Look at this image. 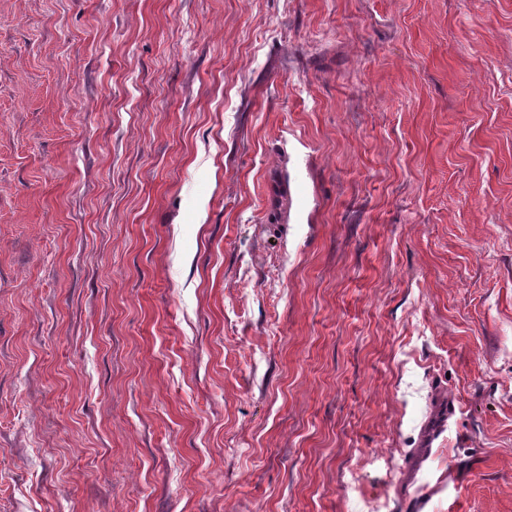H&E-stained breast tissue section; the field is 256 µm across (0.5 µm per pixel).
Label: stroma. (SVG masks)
I'll use <instances>...</instances> for the list:
<instances>
[{
  "label": "stroma",
  "mask_w": 512,
  "mask_h": 512,
  "mask_svg": "<svg viewBox=\"0 0 512 512\" xmlns=\"http://www.w3.org/2000/svg\"><path fill=\"white\" fill-rule=\"evenodd\" d=\"M0 512H512V0H0Z\"/></svg>",
  "instance_id": "stroma-1"
}]
</instances>
